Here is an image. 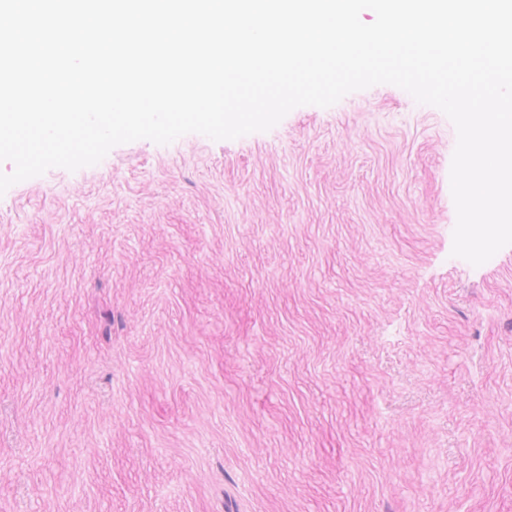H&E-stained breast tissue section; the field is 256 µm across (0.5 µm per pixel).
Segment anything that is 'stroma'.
I'll use <instances>...</instances> for the list:
<instances>
[{
	"label": "stroma",
	"instance_id": "35a3bbf8",
	"mask_svg": "<svg viewBox=\"0 0 512 512\" xmlns=\"http://www.w3.org/2000/svg\"><path fill=\"white\" fill-rule=\"evenodd\" d=\"M379 84L0 196V512H512V245Z\"/></svg>",
	"mask_w": 512,
	"mask_h": 512
}]
</instances>
